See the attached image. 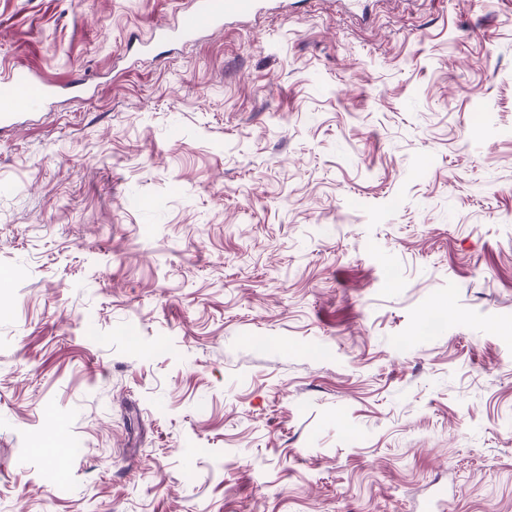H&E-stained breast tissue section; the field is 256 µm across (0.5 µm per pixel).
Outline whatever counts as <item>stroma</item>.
I'll return each mask as SVG.
<instances>
[{
  "label": "stroma",
  "mask_w": 512,
  "mask_h": 512,
  "mask_svg": "<svg viewBox=\"0 0 512 512\" xmlns=\"http://www.w3.org/2000/svg\"><path fill=\"white\" fill-rule=\"evenodd\" d=\"M183 2L0 0V512H512V0ZM266 0H191L173 22L155 29L145 41L147 46L168 45L190 41L200 34L223 28L225 24L241 19L256 18L264 10ZM54 85L24 70H10L0 78V129L12 127L22 111L48 99ZM3 125V126H2Z\"/></svg>",
  "instance_id": "obj_1"
}]
</instances>
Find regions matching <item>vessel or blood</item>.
<instances>
[{"instance_id":"b4317fda","label":"vessel or blood","mask_w":512,"mask_h":512,"mask_svg":"<svg viewBox=\"0 0 512 512\" xmlns=\"http://www.w3.org/2000/svg\"><path fill=\"white\" fill-rule=\"evenodd\" d=\"M265 0H189L173 22L154 30L151 42L168 45L190 41L200 34L224 27L225 24L258 16ZM54 91L53 84L35 77L24 70H10L0 76V126L11 127L22 111L48 99Z\"/></svg>"}]
</instances>
